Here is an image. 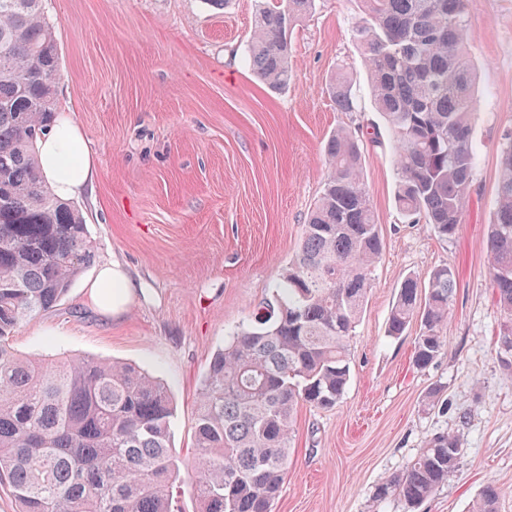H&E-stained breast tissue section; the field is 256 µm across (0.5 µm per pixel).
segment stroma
Masks as SVG:
<instances>
[{
	"label": "stroma",
	"mask_w": 512,
	"mask_h": 512,
	"mask_svg": "<svg viewBox=\"0 0 512 512\" xmlns=\"http://www.w3.org/2000/svg\"><path fill=\"white\" fill-rule=\"evenodd\" d=\"M257 0H46L57 24V109L73 113L95 151L96 175L76 202L95 257L53 310L18 327L22 355H86L128 362L160 379L176 406L174 445L194 455L197 393L213 354L270 298L297 253L307 212L327 177L325 139L344 126L363 137V179L383 252L349 340L350 381L331 409L301 406L289 469L272 512H471L487 482L512 512V376L497 338L484 248L512 129V0H468V52L477 71V160L464 221L439 239L395 205L393 138L372 106L352 33L359 0H315L290 33L292 79L270 92L248 45ZM357 109L337 111L338 69ZM123 263L139 292L119 316L90 305L99 262ZM450 266L457 290L448 345L412 365L416 327L387 337L401 282ZM442 386L446 408L422 400ZM463 449L447 482L415 507L375 489L403 471L436 433Z\"/></svg>",
	"instance_id": "stroma-1"
}]
</instances>
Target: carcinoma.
Wrapping results in <instances>:
<instances>
[{
	"label": "carcinoma",
	"mask_w": 512,
	"mask_h": 512,
	"mask_svg": "<svg viewBox=\"0 0 512 512\" xmlns=\"http://www.w3.org/2000/svg\"><path fill=\"white\" fill-rule=\"evenodd\" d=\"M353 38L364 54L375 110L393 134L395 199L413 223L443 240L464 216L476 152V69L466 46V0H360ZM315 0H261L249 43L253 73L288 86L293 26ZM56 27L43 0H0V476L18 512H174L178 465L172 400L165 385L131 364L91 356L24 357L14 330L57 307L94 257L79 210L52 193L34 145L56 112ZM329 94L340 112L357 102L339 74ZM328 176L307 217L274 300L213 356L198 394L196 453L187 466L197 512H271L293 463L298 405L333 408L350 377L349 338L359 321L383 242L362 178L358 136L345 128L324 143ZM494 219L486 237L489 276L504 318L499 353L512 371V130L500 149ZM400 284L387 335L420 322L413 363L423 370L447 344L443 330L455 271L434 269ZM457 436L440 433L402 473L376 488L414 507L458 466ZM487 483L472 512H498Z\"/></svg>",
	"instance_id": "obj_1"
}]
</instances>
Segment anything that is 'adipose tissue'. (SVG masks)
<instances>
[{"label": "adipose tissue", "mask_w": 512, "mask_h": 512, "mask_svg": "<svg viewBox=\"0 0 512 512\" xmlns=\"http://www.w3.org/2000/svg\"><path fill=\"white\" fill-rule=\"evenodd\" d=\"M35 152L40 174L62 200L83 194L95 176L91 147L71 113L56 114L44 136L37 140ZM137 286L125 267L117 261L102 263L88 285V298L101 312L117 315L132 303Z\"/></svg>", "instance_id": "adipose-tissue-1"}]
</instances>
